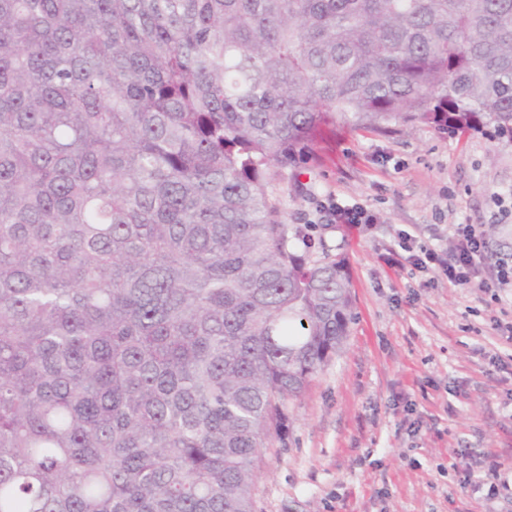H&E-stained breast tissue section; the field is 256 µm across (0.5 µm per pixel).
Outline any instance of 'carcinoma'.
I'll list each match as a JSON object with an SVG mask.
<instances>
[{
    "instance_id": "cac0c4a2",
    "label": "carcinoma",
    "mask_w": 512,
    "mask_h": 512,
    "mask_svg": "<svg viewBox=\"0 0 512 512\" xmlns=\"http://www.w3.org/2000/svg\"><path fill=\"white\" fill-rule=\"evenodd\" d=\"M421 123L512 142V0H0V512H254L354 309L268 185Z\"/></svg>"
}]
</instances>
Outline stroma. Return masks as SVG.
I'll return each instance as SVG.
<instances>
[{
  "mask_svg": "<svg viewBox=\"0 0 512 512\" xmlns=\"http://www.w3.org/2000/svg\"><path fill=\"white\" fill-rule=\"evenodd\" d=\"M298 180L268 190L289 224H322L348 270L355 318L345 350L291 407L261 455L256 512H512V143L426 125L320 140ZM373 212L333 224L327 198ZM457 224H493L479 285L382 256L400 234L446 251ZM497 479H487L492 462Z\"/></svg>",
  "mask_w": 512,
  "mask_h": 512,
  "instance_id": "stroma-1",
  "label": "stroma"
}]
</instances>
